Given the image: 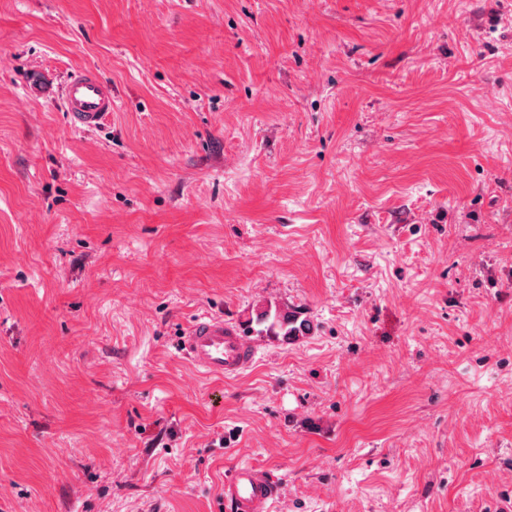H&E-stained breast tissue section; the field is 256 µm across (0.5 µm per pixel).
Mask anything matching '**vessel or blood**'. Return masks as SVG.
I'll use <instances>...</instances> for the list:
<instances>
[{"instance_id":"b4317fda","label":"vessel or blood","mask_w":512,"mask_h":512,"mask_svg":"<svg viewBox=\"0 0 512 512\" xmlns=\"http://www.w3.org/2000/svg\"><path fill=\"white\" fill-rule=\"evenodd\" d=\"M72 127L93 130L112 112V85L93 71L68 76L60 87ZM184 356L202 373L233 378L255 361L256 349L223 318L199 317L181 338ZM279 495L275 480L263 469L243 464L224 479L227 512H272Z\"/></svg>"}]
</instances>
